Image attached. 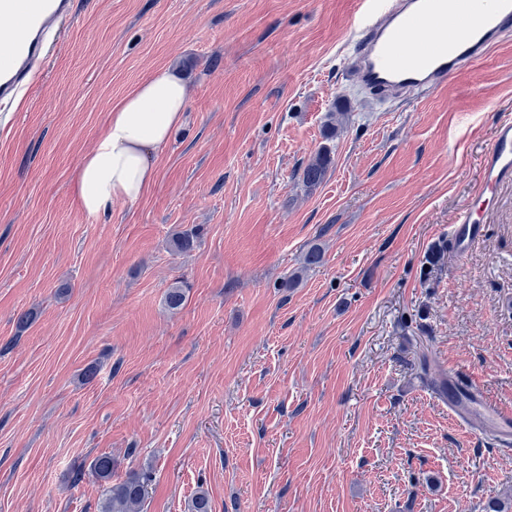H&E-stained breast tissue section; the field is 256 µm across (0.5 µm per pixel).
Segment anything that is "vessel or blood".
<instances>
[{"instance_id": "b4317fda", "label": "vessel or blood", "mask_w": 512, "mask_h": 512, "mask_svg": "<svg viewBox=\"0 0 512 512\" xmlns=\"http://www.w3.org/2000/svg\"><path fill=\"white\" fill-rule=\"evenodd\" d=\"M74 0H0V20L10 39L0 44V112L42 69L52 43L73 13ZM352 39L346 48L356 84L383 102L446 85L506 32L512 31V0H477L476 14L463 19L454 0H356ZM512 181V121L499 124L484 153L479 198L465 204L450 229L457 256L483 236L478 211L498 186ZM448 408L461 422L512 434V413L489 401L475 384L449 379Z\"/></svg>"}]
</instances>
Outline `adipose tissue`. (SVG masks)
<instances>
[{
    "mask_svg": "<svg viewBox=\"0 0 512 512\" xmlns=\"http://www.w3.org/2000/svg\"><path fill=\"white\" fill-rule=\"evenodd\" d=\"M187 87L168 69L154 71L108 115L74 180L76 202L91 220L110 216L116 201L136 203L157 176V156L182 124Z\"/></svg>",
    "mask_w": 512,
    "mask_h": 512,
    "instance_id": "1",
    "label": "adipose tissue"
}]
</instances>
